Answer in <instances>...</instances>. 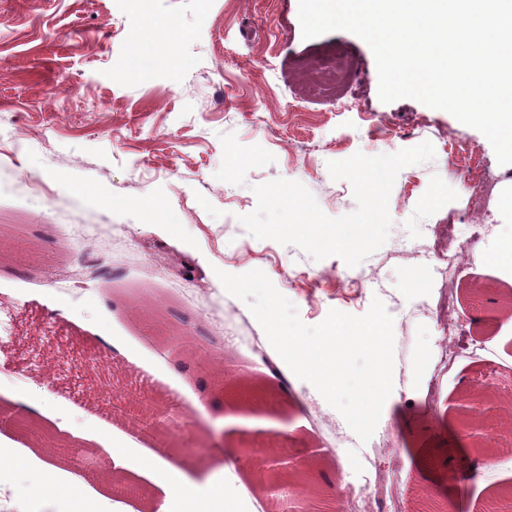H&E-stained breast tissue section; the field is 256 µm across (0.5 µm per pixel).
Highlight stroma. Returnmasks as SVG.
Returning a JSON list of instances; mask_svg holds the SVG:
<instances>
[{
    "mask_svg": "<svg viewBox=\"0 0 512 512\" xmlns=\"http://www.w3.org/2000/svg\"><path fill=\"white\" fill-rule=\"evenodd\" d=\"M138 22L153 46L135 64ZM426 140L435 160L400 171L389 237L358 266L255 238L239 221L257 205L254 186L277 178L302 183L330 217L353 212L352 187L328 162ZM477 164L494 179L488 225L466 191ZM510 184L512 165L481 132L410 98L382 102L362 39H303L298 0H145L137 20L128 0H0V444L33 447L11 397L34 391L53 415L45 429L69 428L64 468L101 491L96 512H167L137 475L150 450L198 480L219 475L241 512H268L272 493L249 461L222 469L224 450L241 444L218 425L230 404L291 424L263 444L310 463L312 477L359 474L360 458L324 451L344 417L310 383L268 377L242 345L264 331L217 273L259 269L310 326L382 300L395 368L377 430L401 461L384 473L387 512H479L512 487V446L493 436L489 462L460 451L454 407L480 389L512 415V268L483 261L512 233L500 212ZM73 224L95 226L97 239L70 237ZM448 224L470 255L458 310L480 350L444 374L434 311L448 278L435 233ZM415 271L423 287L411 286ZM477 288L494 294L492 312L475 306ZM181 312L199 328L194 353L160 359ZM436 374L433 405L425 385ZM106 427L126 444L133 495H113L112 462L88 439Z\"/></svg>",
    "mask_w": 512,
    "mask_h": 512,
    "instance_id": "1",
    "label": "stroma"
}]
</instances>
